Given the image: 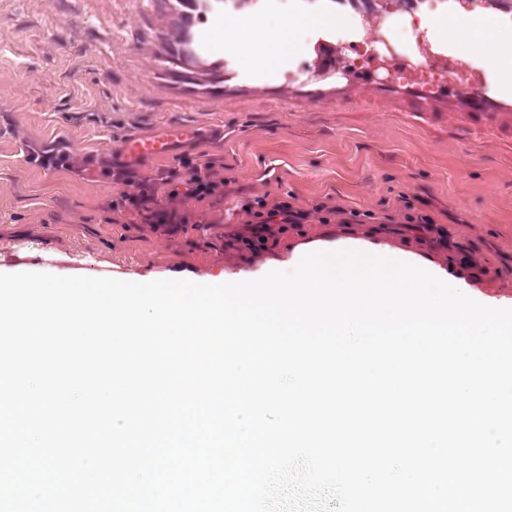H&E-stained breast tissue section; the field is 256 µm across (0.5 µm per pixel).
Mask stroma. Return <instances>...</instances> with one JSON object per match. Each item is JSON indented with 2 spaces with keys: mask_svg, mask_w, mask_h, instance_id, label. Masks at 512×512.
Returning <instances> with one entry per match:
<instances>
[{
  "mask_svg": "<svg viewBox=\"0 0 512 512\" xmlns=\"http://www.w3.org/2000/svg\"><path fill=\"white\" fill-rule=\"evenodd\" d=\"M176 0H0V269L68 268L91 277L261 275L296 247L359 239L424 257L483 302L512 300V153L474 147L436 110L432 126L379 104L336 107V76L304 85L296 67L314 39L290 36L262 70L229 49L222 79L198 86L170 62ZM326 0H257L269 28ZM188 128L165 155L116 180L126 138ZM207 155L222 193H186L188 159ZM169 223L127 202L140 182ZM266 202L292 200L307 219L242 243ZM431 215L439 247L406 215Z\"/></svg>",
  "mask_w": 512,
  "mask_h": 512,
  "instance_id": "1",
  "label": "stroma"
}]
</instances>
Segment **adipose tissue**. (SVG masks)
<instances>
[{
	"label": "adipose tissue",
	"mask_w": 512,
	"mask_h": 512,
	"mask_svg": "<svg viewBox=\"0 0 512 512\" xmlns=\"http://www.w3.org/2000/svg\"><path fill=\"white\" fill-rule=\"evenodd\" d=\"M224 28L232 34L229 42L231 49L260 69L269 67L271 61L283 52L287 33L306 37L321 30L318 21L300 16L290 17L284 28L278 30L264 28L257 21L235 19L226 21Z\"/></svg>",
	"instance_id": "ef3b65f1"
}]
</instances>
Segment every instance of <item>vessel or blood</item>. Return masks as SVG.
Masks as SVG:
<instances>
[{
	"label": "vessel or blood",
	"mask_w": 512,
	"mask_h": 512,
	"mask_svg": "<svg viewBox=\"0 0 512 512\" xmlns=\"http://www.w3.org/2000/svg\"><path fill=\"white\" fill-rule=\"evenodd\" d=\"M356 7L355 0H333L331 10L321 13L320 22L334 29ZM426 0H400L397 9L387 4L368 12L373 27L367 40L374 46L377 65L369 75L354 77L340 73L342 87L358 88L351 104L376 100L396 87H405L416 98L414 119L430 116L432 102H444L448 116L469 139L483 142L493 136L501 148L512 149V56L489 47L487 57H465L464 45L512 29V0H442L434 16L414 45L401 42V28L410 18L424 13ZM435 75L437 89H429L422 73ZM170 136L139 135L125 139L117 157L132 161L144 155L166 154Z\"/></svg>",
	"instance_id": "vessel-or-blood-1"
}]
</instances>
